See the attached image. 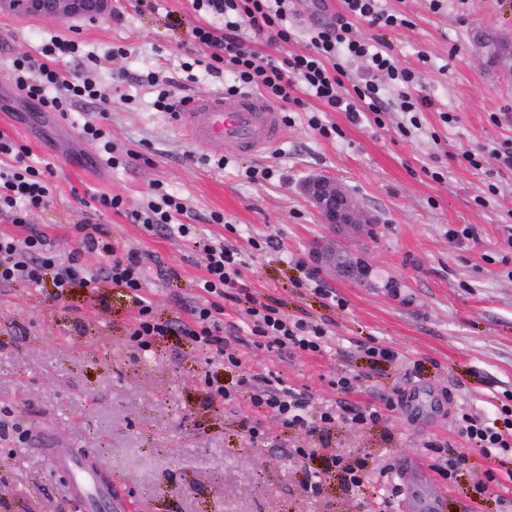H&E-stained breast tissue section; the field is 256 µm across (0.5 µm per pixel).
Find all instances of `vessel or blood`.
Returning a JSON list of instances; mask_svg holds the SVG:
<instances>
[{"label":"vessel or blood","mask_w":512,"mask_h":512,"mask_svg":"<svg viewBox=\"0 0 512 512\" xmlns=\"http://www.w3.org/2000/svg\"><path fill=\"white\" fill-rule=\"evenodd\" d=\"M180 122L190 141L242 155L264 154L282 136L279 112L252 93L231 98L213 93L194 98L181 113ZM52 460L69 474L71 500L90 504L106 498L111 501L114 512H123L125 503L115 483L105 480L85 457L61 450ZM411 506L414 512H441L443 503L432 484L420 477L416 480Z\"/></svg>","instance_id":"b4317fda"}]
</instances>
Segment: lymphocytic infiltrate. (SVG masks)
Listing matches in <instances>:
<instances>
[{
  "mask_svg": "<svg viewBox=\"0 0 512 512\" xmlns=\"http://www.w3.org/2000/svg\"><path fill=\"white\" fill-rule=\"evenodd\" d=\"M345 12L338 15L332 27L313 32L310 46L304 52H289L276 58L254 49L242 37V26L267 33L273 44H288L293 35L287 27L285 0H194L196 10L223 17L224 33L216 35L207 26L193 30L194 41L210 49L213 74L232 71L236 85L227 89L234 95L240 90L258 88L280 106L301 105L302 95H310L332 110L346 113L351 121H359L361 113L379 112L383 97L394 94L404 111L415 112L427 106L412 70L397 67L392 56L372 50L370 43L353 35V20L359 19L378 29H394L405 25L400 16L386 13L380 0H344ZM41 61L22 56L13 60L14 83L19 94L38 102L44 110L67 114L70 107L87 100L99 104V123H84V139L99 141L105 136L102 123L109 118L108 90L86 78L62 70L56 65L58 55L81 59L78 42L51 38L40 48ZM362 63L366 70L363 84L352 92L342 93V60ZM0 155L14 158L11 168H0V214L12 224L27 228L25 237L0 233V287L24 283L32 287L51 281L57 297L66 296L72 288L82 287L99 292L109 284L125 289L137 305V316L129 339L143 350L175 339L187 341L206 357L211 369L205 374L208 401H247L250 408L278 416L286 427L313 436L331 425L336 414L323 411L308 414L304 393L284 384L248 373L242 356L224 335L221 317L222 300L240 286V273L233 249L223 242L202 239L191 224H179L176 214L183 206L171 196H163L161 204L149 205L147 211L134 212L133 218L146 230H165L199 247L206 259V275L200 288L210 295V302L191 308L189 320L161 319L144 295L145 256L127 250L108 240L98 226L78 224L74 227L75 247L67 260H60L48 246L46 235L30 226V216L42 208L52 194L48 178L49 166L29 164V151L10 139L0 137ZM96 254L104 263L88 268L85 255ZM244 331L248 342L257 347L299 349L319 352L326 344L327 330L319 324L292 319L277 307L251 300L246 309ZM237 370L232 382H224L220 368ZM503 428L486 425L482 420L464 416L463 433L488 457L512 450V409L502 408ZM369 476L368 461L335 453L324 458L320 467L309 469L304 487L319 491L322 482L338 479L344 490H359Z\"/></svg>",
  "mask_w": 512,
  "mask_h": 512,
  "instance_id": "1",
  "label": "lymphocytic infiltrate"
}]
</instances>
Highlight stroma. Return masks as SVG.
<instances>
[{
    "instance_id": "35a3bbf8",
    "label": "stroma",
    "mask_w": 512,
    "mask_h": 512,
    "mask_svg": "<svg viewBox=\"0 0 512 512\" xmlns=\"http://www.w3.org/2000/svg\"><path fill=\"white\" fill-rule=\"evenodd\" d=\"M407 24L384 34L356 22V36H383L402 67L415 72L430 104L409 129L398 105L351 124L316 100L290 107L279 143L258 156L216 154L189 141L178 122L154 105L159 91L177 96L223 92L232 72L207 73L210 51L191 32L223 18L195 10L193 0H158L141 12L137 0H112L111 14L54 21L0 9V134L53 167V194L31 216L59 254L74 246V227L96 224L121 246L148 254L145 294L164 317L188 320L206 301L196 283L201 252L166 232H146L132 214L152 187L180 198V224L224 242L242 261L250 294L293 319L325 324L323 352L239 346L252 374L273 373L305 391L315 410L349 404L380 408L377 423L354 427L337 419L325 440L284 427L244 402L206 403V365L191 344L164 345L156 356L128 342L136 305L121 288L101 294L53 288L0 287V512H80L66 496V475L38 450L46 443L89 455L119 485L136 512H364L366 499L338 481L306 493L298 451L365 456L397 485L386 512H410L406 462L423 468L446 497L449 512H512V455L490 459L470 447L461 416L494 423L512 403V172L475 168L466 151L512 141V69L488 59L487 40L512 50V0H382ZM343 0H290L291 45L271 50L265 34L241 33L276 57L304 51L312 30L334 22ZM82 43L85 63L63 57L110 92L106 138L127 165L106 164L99 142L80 128L97 107L80 103L67 115L20 98L12 61L37 56L52 37ZM456 117L441 120L442 113ZM334 125L324 137L311 116ZM312 175L344 184L376 220L373 232L343 233L322 224L304 193ZM119 196L120 209L100 204ZM223 223H214V215ZM469 236H462V229ZM261 241L262 250L252 248ZM355 252L400 282L392 291L366 288L321 268L314 242ZM174 269L167 284L161 270ZM335 298L323 305L314 293ZM394 350L396 362L375 370L365 350ZM351 390L337 388L341 377ZM468 450L456 478L438 468L449 453ZM485 486V494L474 491Z\"/></svg>"
}]
</instances>
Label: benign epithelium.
<instances>
[{
	"instance_id": "obj_1",
	"label": "benign epithelium",
	"mask_w": 512,
	"mask_h": 512,
	"mask_svg": "<svg viewBox=\"0 0 512 512\" xmlns=\"http://www.w3.org/2000/svg\"><path fill=\"white\" fill-rule=\"evenodd\" d=\"M0 6L50 19H72L85 15H104L112 11V0H0ZM305 191L318 210L322 223L332 228L349 227L372 232L373 221L359 207L348 190L324 175L310 178ZM313 261L337 272L344 279L369 287L374 265L361 256L340 255L333 247L317 243L312 247Z\"/></svg>"
}]
</instances>
